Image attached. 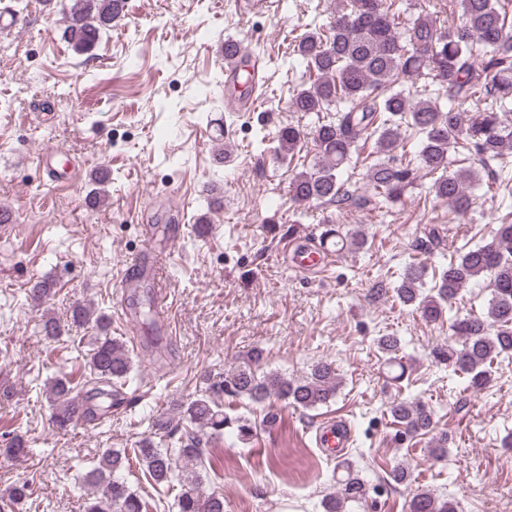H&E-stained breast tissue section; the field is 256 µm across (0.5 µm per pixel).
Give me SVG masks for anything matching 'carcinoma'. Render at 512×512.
Returning <instances> with one entry per match:
<instances>
[{"label": "carcinoma", "mask_w": 512, "mask_h": 512, "mask_svg": "<svg viewBox=\"0 0 512 512\" xmlns=\"http://www.w3.org/2000/svg\"><path fill=\"white\" fill-rule=\"evenodd\" d=\"M395 2L346 0L328 27L293 38L292 56L308 81L297 87L290 108L316 115L310 135L317 161L291 182L292 199L341 205L352 198L349 179L343 175L366 135L375 139L377 152L386 156L366 167L369 199L382 207L401 202L414 183V172L407 164H396L393 154L402 131L410 128L420 135L422 168L442 171L431 186L435 199L448 206L449 214L463 217L471 209L472 192L483 184L480 173L509 190L505 172H495L490 164L512 153V27L508 26L512 0H456L458 18L446 31L422 13L401 24ZM125 6L126 0H70L65 12L69 40L81 51L93 48L124 15ZM425 73L433 76L447 97L448 109L439 105V98L401 82L406 76ZM458 101L478 103L469 119L456 107ZM302 137L300 129L286 125L271 136L263 134L258 143L275 142L274 152L286 155L294 152ZM460 155L480 169L459 166ZM423 276V266H408L393 293L429 322L444 320L460 290L471 281L489 279L491 298L484 311L448 319V329L458 342L432 351L435 359L465 375L468 388H484L494 361L512 354V224L499 225L491 240L449 258L448 267L433 276L427 290ZM52 292L51 283L36 281L28 296L44 304ZM132 306L144 323H154L150 296L133 297ZM91 321L99 334L94 337L85 363L87 375L80 385L92 397L113 398L130 381L134 361L122 341L108 336V317L94 315L85 305L74 309L73 325ZM377 344L384 363L395 365L399 338L381 336ZM259 359L258 353L251 356L243 365L209 381L204 393L181 402L180 414L190 423L184 431L158 419L154 437L144 438L130 451L103 454L84 476L90 489L84 512H144L146 503L120 477L133 462L158 492L180 484L177 512H224V498L207 491L202 483L200 471L207 460L202 436L231 428L241 442L249 443L257 435V426L271 429L276 425L273 403L313 410L333 400L340 386L330 363L320 362L307 375L290 378L279 372H259ZM226 397L264 406L261 422L244 415L229 416L224 412ZM48 398L52 423L59 429L68 427L76 401L73 381L55 379ZM389 413L406 434L427 431L434 424L433 411L421 403L394 402ZM342 467L338 490L321 502L323 512H350L348 504L360 507L370 497V487L358 471L347 462ZM32 495V483H16L0 497V512H15ZM409 512H457V506L420 490L412 496Z\"/></svg>", "instance_id": "obj_1"}]
</instances>
